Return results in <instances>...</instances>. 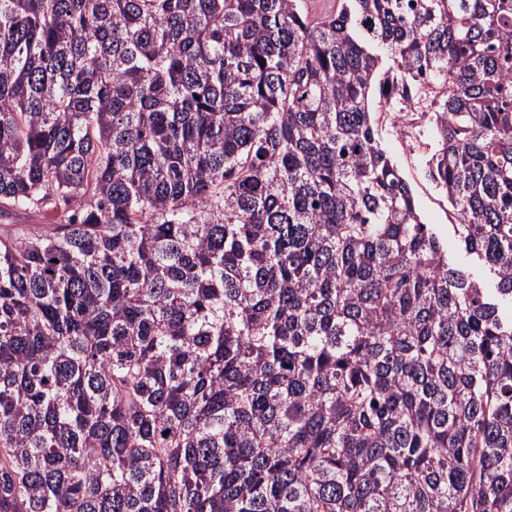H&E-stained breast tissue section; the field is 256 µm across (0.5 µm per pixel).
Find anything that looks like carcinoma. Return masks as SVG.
Masks as SVG:
<instances>
[{
	"label": "carcinoma",
	"instance_id": "1",
	"mask_svg": "<svg viewBox=\"0 0 512 512\" xmlns=\"http://www.w3.org/2000/svg\"><path fill=\"white\" fill-rule=\"evenodd\" d=\"M309 3L0 0V512H512V0ZM373 97L374 120L378 127L383 148L411 185L418 212L424 224H429L437 235L448 241V250L460 265L470 266L465 252L459 249L448 224L458 223L457 212L448 198L428 177V165L437 149L436 132L427 120L421 132L405 134L395 123L399 107L384 105Z\"/></svg>",
	"mask_w": 512,
	"mask_h": 512
}]
</instances>
